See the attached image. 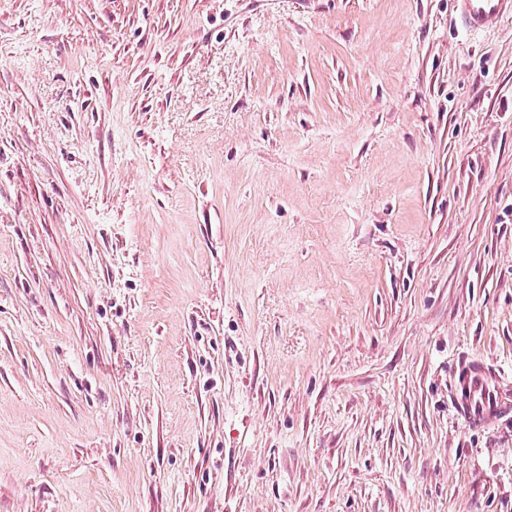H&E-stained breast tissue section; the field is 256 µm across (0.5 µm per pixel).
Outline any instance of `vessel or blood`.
<instances>
[{"label":"vessel or blood","instance_id":"1","mask_svg":"<svg viewBox=\"0 0 512 512\" xmlns=\"http://www.w3.org/2000/svg\"><path fill=\"white\" fill-rule=\"evenodd\" d=\"M452 11L456 26L479 34L512 20V0H452ZM451 404L458 424L480 430L512 413V389L487 363L465 359L455 371Z\"/></svg>","mask_w":512,"mask_h":512}]
</instances>
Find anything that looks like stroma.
I'll use <instances>...</instances> for the list:
<instances>
[{"label":"stroma","instance_id":"35a3bbf8","mask_svg":"<svg viewBox=\"0 0 512 512\" xmlns=\"http://www.w3.org/2000/svg\"><path fill=\"white\" fill-rule=\"evenodd\" d=\"M512 21L0 0V512H512ZM500 372L477 359L456 368L451 404L458 424L480 430L512 412V396Z\"/></svg>","mask_w":512,"mask_h":512}]
</instances>
